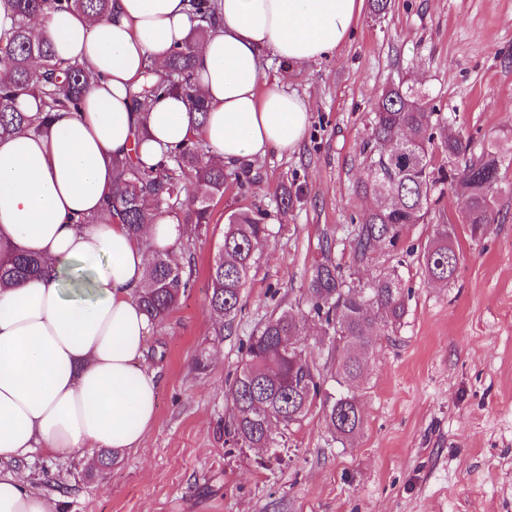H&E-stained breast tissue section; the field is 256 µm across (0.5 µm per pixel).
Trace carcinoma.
Returning a JSON list of instances; mask_svg holds the SVG:
<instances>
[{
  "label": "carcinoma",
  "mask_w": 512,
  "mask_h": 512,
  "mask_svg": "<svg viewBox=\"0 0 512 512\" xmlns=\"http://www.w3.org/2000/svg\"><path fill=\"white\" fill-rule=\"evenodd\" d=\"M18 16L10 35L0 36V137L14 136L31 127V119L16 100L33 95L48 124L61 113L76 112L94 76L78 62L56 57L50 43L29 26L33 17L48 11L82 12L103 18L111 0H3ZM197 21L193 41L171 50L164 75L153 80L155 65L145 67L144 81L131 94L136 111L144 113L160 98L184 95L198 124L207 115L205 101L191 94L196 65L194 41L203 39L218 22L213 0H191ZM373 147L366 177L358 185L379 204L359 217L352 239L354 258L369 260L382 247H394L405 228L420 224L431 212L437 185L449 183L465 199L463 223L472 236L494 218L495 190L500 160L493 146L475 154L471 141L446 134L435 144L437 108L410 87L385 88L373 104ZM441 148L447 163H435ZM205 143L191 137L164 153L160 162L118 158L119 183L103 211L90 223L114 220L134 236L143 226L168 215L180 224L201 228L210 223L213 202L224 196L228 169L206 159ZM195 187L192 199L183 197L184 178ZM272 235L260 211H238L227 217L224 236L209 268V305L224 328L232 330L242 311V290L258 263L255 247ZM460 252L454 225L438 224L421 253V267L433 283L448 284L459 267ZM45 263L23 252L0 257V286H15L40 273ZM192 269L168 251L154 252L144 287L138 293L150 323L162 322L174 311L191 284ZM309 309L283 310L271 315L243 346L242 366L228 378L232 417L225 431L235 448H269L274 428L301 422L315 405L336 438L348 441L363 428V415L353 389L364 369L379 331L400 321L405 293L396 272H386L366 286H354L340 275L331 258L316 264L307 287ZM328 339L330 359L319 368L302 354L301 343L310 321Z\"/></svg>",
  "instance_id": "1"
}]
</instances>
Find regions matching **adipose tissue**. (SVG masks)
<instances>
[{
    "label": "adipose tissue",
    "mask_w": 512,
    "mask_h": 512,
    "mask_svg": "<svg viewBox=\"0 0 512 512\" xmlns=\"http://www.w3.org/2000/svg\"><path fill=\"white\" fill-rule=\"evenodd\" d=\"M219 23L195 45V86L208 105L194 127L169 96L148 117L130 106L147 63L162 64L195 22L189 0H112V14H52L37 30L58 58L96 75L81 111L40 132L0 139V253L23 250L48 270L0 289V512H51L45 493L12 470L33 453L138 448L157 414L158 384L139 368L150 323L137 293L152 250L176 248L168 217L143 237L94 224L118 172L113 156L159 160L198 135L228 168L293 150L308 100L264 79V50L305 65L349 38L362 0H218Z\"/></svg>",
    "instance_id": "ef3b65f1"
}]
</instances>
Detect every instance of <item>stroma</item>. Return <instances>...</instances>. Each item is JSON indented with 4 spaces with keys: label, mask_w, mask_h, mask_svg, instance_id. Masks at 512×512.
<instances>
[{
    "label": "stroma",
    "mask_w": 512,
    "mask_h": 512,
    "mask_svg": "<svg viewBox=\"0 0 512 512\" xmlns=\"http://www.w3.org/2000/svg\"><path fill=\"white\" fill-rule=\"evenodd\" d=\"M264 75L311 102V123L294 150L241 172L206 231L180 242L196 273L178 308L152 326L140 363L159 383L144 447L120 450L106 469L37 453L20 471L53 512H512V0H391L380 14L366 6L337 52L302 66L270 56ZM391 83L437 105L449 132L495 143V222L471 237L463 198L441 185L430 222L356 264L352 220L375 203L357 185L373 103ZM240 209L262 211L275 235L257 249L227 332L210 310L208 268ZM446 220L457 225L461 264L452 281L434 284L419 255ZM326 254L363 286L396 269L407 292L400 323L381 331L366 359L360 434L334 441L315 408L276 430L277 447H229L225 380L243 342L273 313L305 307Z\"/></svg>",
    "instance_id": "obj_1"
}]
</instances>
